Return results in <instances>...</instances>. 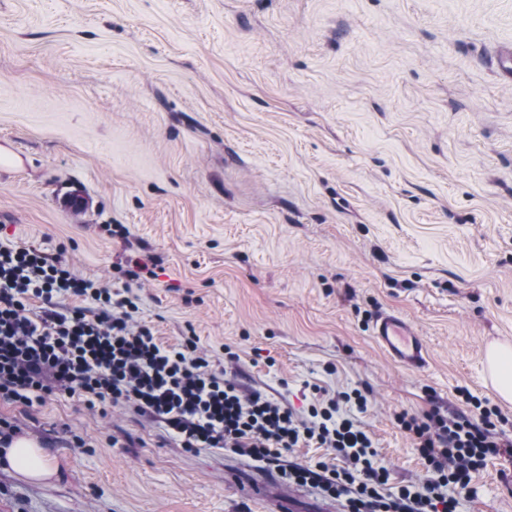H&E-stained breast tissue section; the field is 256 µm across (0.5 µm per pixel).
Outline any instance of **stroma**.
Segmentation results:
<instances>
[{
  "instance_id": "1",
  "label": "stroma",
  "mask_w": 512,
  "mask_h": 512,
  "mask_svg": "<svg viewBox=\"0 0 512 512\" xmlns=\"http://www.w3.org/2000/svg\"><path fill=\"white\" fill-rule=\"evenodd\" d=\"M512 0H0V245L60 254L133 286L163 341L194 335L242 384L306 414L367 390L361 421L391 487L426 470L398 411L512 402L487 368L512 346ZM126 225L130 241L110 235ZM424 339L390 360L371 319ZM44 438L48 480L0 466V512H267L224 481L221 448L185 451L124 408L75 398L0 422ZM512 512V459L459 495ZM151 262V266H156L154 263V259L152 257H148L147 259L141 258V257H127L126 262V268L124 269L123 266L120 264H117L116 269H119V272H121L129 281L138 283L143 278L149 277H155L156 273L153 270V268L149 267V264L147 263ZM372 336L394 361L408 368H420L427 362L426 344L401 315L385 312L376 317Z\"/></svg>"
}]
</instances>
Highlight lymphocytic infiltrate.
<instances>
[{
  "instance_id": "f902f5d3",
  "label": "lymphocytic infiltrate",
  "mask_w": 512,
  "mask_h": 512,
  "mask_svg": "<svg viewBox=\"0 0 512 512\" xmlns=\"http://www.w3.org/2000/svg\"><path fill=\"white\" fill-rule=\"evenodd\" d=\"M68 297L82 306L67 307ZM138 310L131 289L79 277L35 246L0 245V401L32 409L63 393L90 410L128 407L183 448H225L274 466L344 512H459L455 490L467 489L490 459L512 456L498 408L464 390L461 406L395 413L428 477L390 490L372 437L341 411L345 403L366 410L360 390L311 404L301 418L227 378L194 338L161 342L136 320ZM310 444L328 449L330 459L284 462V453Z\"/></svg>"
}]
</instances>
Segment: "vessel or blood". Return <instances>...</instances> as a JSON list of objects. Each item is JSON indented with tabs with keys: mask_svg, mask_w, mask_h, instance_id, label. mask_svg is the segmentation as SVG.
<instances>
[{
	"mask_svg": "<svg viewBox=\"0 0 512 512\" xmlns=\"http://www.w3.org/2000/svg\"><path fill=\"white\" fill-rule=\"evenodd\" d=\"M371 333L381 349L401 365L419 368L426 364L427 350L423 338L401 315L394 312L378 315L372 324ZM224 477L242 494L257 499L268 497L275 484L273 476L267 471L231 459L224 463Z\"/></svg>",
	"mask_w": 512,
	"mask_h": 512,
	"instance_id": "1",
	"label": "vessel or blood"
}]
</instances>
